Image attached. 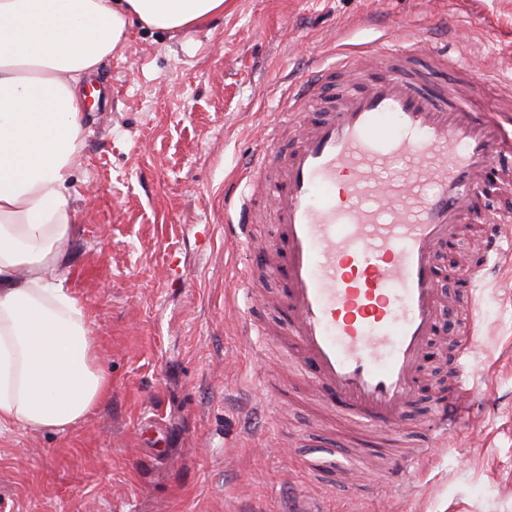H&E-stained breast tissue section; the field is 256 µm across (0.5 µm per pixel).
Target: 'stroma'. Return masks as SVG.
<instances>
[{"label":"stroma","mask_w":512,"mask_h":512,"mask_svg":"<svg viewBox=\"0 0 512 512\" xmlns=\"http://www.w3.org/2000/svg\"><path fill=\"white\" fill-rule=\"evenodd\" d=\"M411 34L447 49L438 80L498 84L512 113V0H224L186 34L132 28L94 79L105 96L69 185L68 284L112 389L71 433L0 432V512H287L304 491L331 512H512L508 270L469 306L479 386L461 431L433 446L428 406L410 408L403 445L429 455L391 494L385 459L340 456L355 504L303 461L348 442L345 422L306 383L271 393L287 352L240 332L247 257L224 238L227 184L297 76Z\"/></svg>","instance_id":"1"}]
</instances>
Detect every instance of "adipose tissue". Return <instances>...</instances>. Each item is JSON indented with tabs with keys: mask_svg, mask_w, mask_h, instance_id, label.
<instances>
[{
	"mask_svg": "<svg viewBox=\"0 0 512 512\" xmlns=\"http://www.w3.org/2000/svg\"><path fill=\"white\" fill-rule=\"evenodd\" d=\"M223 13L224 0H0V430L71 432L110 390L65 285L84 81L129 20L174 35Z\"/></svg>",
	"mask_w": 512,
	"mask_h": 512,
	"instance_id": "obj_1",
	"label": "adipose tissue"
}]
</instances>
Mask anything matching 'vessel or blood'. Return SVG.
Here are the masks:
<instances>
[{
	"label": "vessel or blood",
	"instance_id": "vessel-or-blood-1",
	"mask_svg": "<svg viewBox=\"0 0 512 512\" xmlns=\"http://www.w3.org/2000/svg\"><path fill=\"white\" fill-rule=\"evenodd\" d=\"M446 60L422 40L351 54L338 67L351 84L338 105L303 127L330 71L311 67L265 126L264 147L245 167L251 195L272 202L283 248L280 334L297 350L298 374L316 383L323 407L350 425L397 439L404 411L420 397L419 371L432 336L444 331L436 257L473 221L476 189L512 171V128L503 112L476 109L436 84L416 59ZM295 132L288 154L279 129ZM278 174L269 169L277 160ZM224 237L254 256L253 212L236 188L224 192ZM486 261L512 256V215H488ZM475 345L462 339L455 379L434 402L433 442L453 436L474 394Z\"/></svg>",
	"mask_w": 512,
	"mask_h": 512
}]
</instances>
